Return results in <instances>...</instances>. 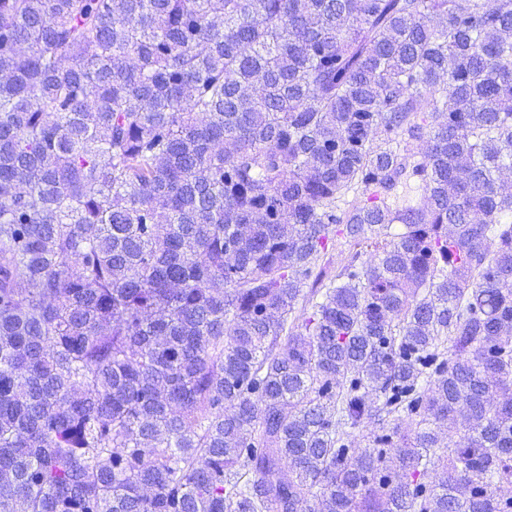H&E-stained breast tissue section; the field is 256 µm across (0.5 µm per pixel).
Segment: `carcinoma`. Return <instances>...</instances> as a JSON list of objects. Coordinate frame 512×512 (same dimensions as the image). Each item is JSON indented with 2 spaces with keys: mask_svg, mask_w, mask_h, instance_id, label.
<instances>
[{
  "mask_svg": "<svg viewBox=\"0 0 512 512\" xmlns=\"http://www.w3.org/2000/svg\"><path fill=\"white\" fill-rule=\"evenodd\" d=\"M511 169L512 0H0V512H512Z\"/></svg>",
  "mask_w": 512,
  "mask_h": 512,
  "instance_id": "1",
  "label": "carcinoma"
}]
</instances>
